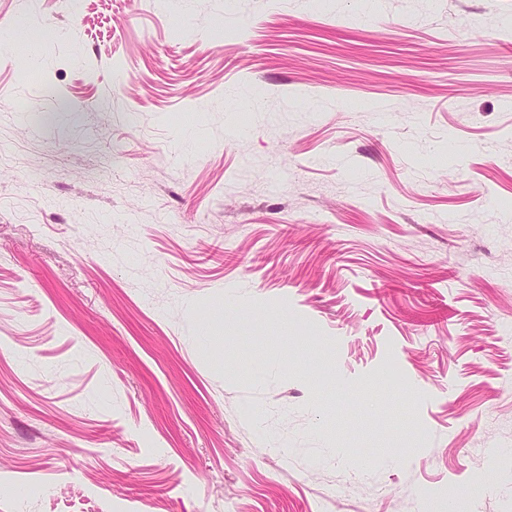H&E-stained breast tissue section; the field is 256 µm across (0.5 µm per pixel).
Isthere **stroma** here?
I'll return each mask as SVG.
<instances>
[{
	"label": "stroma",
	"mask_w": 512,
	"mask_h": 512,
	"mask_svg": "<svg viewBox=\"0 0 512 512\" xmlns=\"http://www.w3.org/2000/svg\"><path fill=\"white\" fill-rule=\"evenodd\" d=\"M362 9L0 0V512H512V0Z\"/></svg>",
	"instance_id": "35a3bbf8"
}]
</instances>
